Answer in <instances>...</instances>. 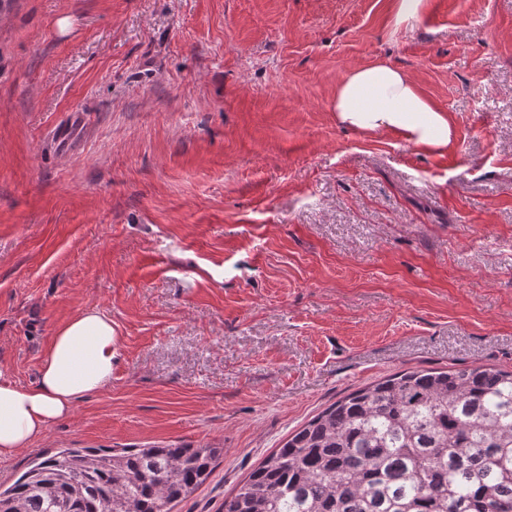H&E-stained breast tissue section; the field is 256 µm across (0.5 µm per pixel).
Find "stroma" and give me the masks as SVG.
Returning a JSON list of instances; mask_svg holds the SVG:
<instances>
[{
	"label": "stroma",
	"instance_id": "obj_1",
	"mask_svg": "<svg viewBox=\"0 0 512 512\" xmlns=\"http://www.w3.org/2000/svg\"><path fill=\"white\" fill-rule=\"evenodd\" d=\"M0 0V368L35 383L95 308L112 384L34 447L221 449L224 499L334 402L412 369H512V0ZM406 72L446 147L336 119Z\"/></svg>",
	"mask_w": 512,
	"mask_h": 512
}]
</instances>
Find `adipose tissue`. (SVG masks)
I'll list each match as a JSON object with an SVG mask.
<instances>
[{"mask_svg":"<svg viewBox=\"0 0 512 512\" xmlns=\"http://www.w3.org/2000/svg\"><path fill=\"white\" fill-rule=\"evenodd\" d=\"M333 110L343 125L394 131L415 145L440 147L450 138L447 114L407 73L384 63L353 67L336 89ZM117 352L111 319L89 308L55 331L34 385L18 386L0 371V458L31 447L70 417L79 399L108 389Z\"/></svg>","mask_w":512,"mask_h":512,"instance_id":"obj_1","label":"adipose tissue"}]
</instances>
